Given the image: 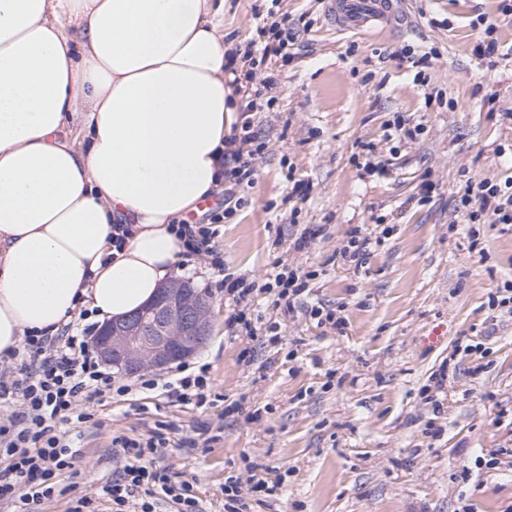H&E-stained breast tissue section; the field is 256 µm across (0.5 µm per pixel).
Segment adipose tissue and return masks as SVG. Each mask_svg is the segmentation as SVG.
Returning a JSON list of instances; mask_svg holds the SVG:
<instances>
[{"label":"adipose tissue","mask_w":512,"mask_h":512,"mask_svg":"<svg viewBox=\"0 0 512 512\" xmlns=\"http://www.w3.org/2000/svg\"><path fill=\"white\" fill-rule=\"evenodd\" d=\"M226 53L216 0H0V354L177 274L170 226L224 178Z\"/></svg>","instance_id":"adipose-tissue-1"}]
</instances>
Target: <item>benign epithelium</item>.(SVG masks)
I'll use <instances>...</instances> for the list:
<instances>
[{
	"label": "benign epithelium",
	"instance_id": "1",
	"mask_svg": "<svg viewBox=\"0 0 512 512\" xmlns=\"http://www.w3.org/2000/svg\"><path fill=\"white\" fill-rule=\"evenodd\" d=\"M210 311L205 294L174 278L141 311L100 327L95 337L98 357L127 376L164 370L205 345Z\"/></svg>",
	"mask_w": 512,
	"mask_h": 512
}]
</instances>
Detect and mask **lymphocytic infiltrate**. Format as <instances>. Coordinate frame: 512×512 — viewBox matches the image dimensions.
Returning a JSON list of instances; mask_svg holds the SVG:
<instances>
[{
    "mask_svg": "<svg viewBox=\"0 0 512 512\" xmlns=\"http://www.w3.org/2000/svg\"><path fill=\"white\" fill-rule=\"evenodd\" d=\"M288 43V38L260 22L255 38L226 58L224 72L245 103L239 130L224 140V176L242 192L253 185L252 161L259 150L252 114L261 109L270 86L269 80L258 82L254 75L272 60L287 58ZM455 209L469 224H512V177L468 179ZM222 220V214L214 212L209 223L175 225L185 262L204 258L212 267L223 268L217 243ZM223 286L233 304L229 327L250 341L277 330V323H266L252 307L255 281L228 273ZM23 351L30 354V361L0 374V459L5 462L0 469V504L14 506L15 512H41L44 500L63 495L59 477L71 467L74 453L60 427L86 428L94 420L88 404L100 402L104 393L125 397L159 390L201 410L211 403L213 385L207 365H183L164 378L145 374L129 384L100 366L89 346L87 329L72 323L53 336L26 335ZM112 444L125 456L124 466L102 488L112 512H156L164 498L181 505L184 512H197L189 485L156 462L169 444L161 430L138 438L118 436Z\"/></svg>",
    "mask_w": 512,
    "mask_h": 512,
    "instance_id": "1",
    "label": "lymphocytic infiltrate"
}]
</instances>
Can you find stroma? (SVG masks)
<instances>
[{
    "label": "stroma",
    "mask_w": 512,
    "mask_h": 512,
    "mask_svg": "<svg viewBox=\"0 0 512 512\" xmlns=\"http://www.w3.org/2000/svg\"><path fill=\"white\" fill-rule=\"evenodd\" d=\"M499 0H407L408 26L359 36L331 30L323 0H224V43L245 45L256 12L293 34L273 61L271 102L254 113L262 144L246 203L220 225L223 270L198 264L180 278L209 296L212 330L194 355L209 364L215 399L199 411L159 393L104 395L103 424L75 439L70 496L96 497L122 465L112 439L169 424L159 465L188 482L201 512H224L228 478L257 474L274 496L243 491L242 512H512V320L488 301L512 283V225L462 223L455 198L470 178L512 176V16ZM496 23L498 51H474L477 15ZM435 50L423 72L405 49ZM416 139L387 140L396 115ZM372 143L386 177H361ZM432 193H425L426 184ZM319 234L298 245L305 227ZM380 238L355 268L339 251L352 228ZM313 275L295 311L254 296L278 322V341L246 342L227 325L217 283L235 272L258 283L278 268ZM341 310L342 330L314 310ZM477 348L455 351L459 337ZM252 362H244V348ZM448 378L434 389L439 371ZM219 436L191 446L200 423Z\"/></svg>",
    "instance_id": "obj_1"
}]
</instances>
